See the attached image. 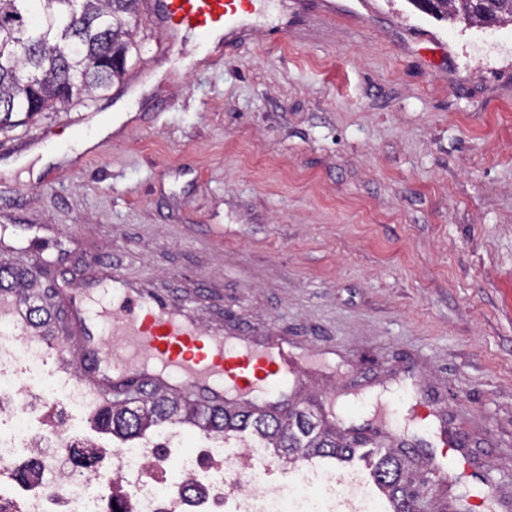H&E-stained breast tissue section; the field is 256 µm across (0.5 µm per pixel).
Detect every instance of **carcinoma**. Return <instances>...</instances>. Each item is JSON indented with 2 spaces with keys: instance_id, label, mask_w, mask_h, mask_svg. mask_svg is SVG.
<instances>
[{
  "instance_id": "carcinoma-1",
  "label": "carcinoma",
  "mask_w": 512,
  "mask_h": 512,
  "mask_svg": "<svg viewBox=\"0 0 512 512\" xmlns=\"http://www.w3.org/2000/svg\"><path fill=\"white\" fill-rule=\"evenodd\" d=\"M137 0H0V130L27 122L37 112L53 110L106 90L123 74L133 34ZM512 23V0H438L434 15L485 24L489 14ZM27 274L0 264V295L29 296ZM98 423L120 440H131L160 424H190L229 438L252 430L283 459L303 453L347 460L351 449L316 431L302 413L290 418L255 416L241 408L183 403L151 390L127 402L98 409ZM372 476L391 497L393 512H413L410 489L402 480L399 452L389 451Z\"/></svg>"
}]
</instances>
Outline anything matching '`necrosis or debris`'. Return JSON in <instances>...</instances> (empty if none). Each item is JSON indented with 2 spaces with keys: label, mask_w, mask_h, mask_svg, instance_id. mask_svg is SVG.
Instances as JSON below:
<instances>
[{
  "label": "necrosis or debris",
  "mask_w": 512,
  "mask_h": 512,
  "mask_svg": "<svg viewBox=\"0 0 512 512\" xmlns=\"http://www.w3.org/2000/svg\"><path fill=\"white\" fill-rule=\"evenodd\" d=\"M23 318L0 301V512H386L359 473L288 468L256 442L173 425L118 444L88 433L96 396L50 369Z\"/></svg>",
  "instance_id": "4bbe7bcc"
}]
</instances>
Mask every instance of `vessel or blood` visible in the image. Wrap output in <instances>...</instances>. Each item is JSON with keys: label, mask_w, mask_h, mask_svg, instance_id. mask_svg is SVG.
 <instances>
[{"label": "vessel or blood", "mask_w": 512, "mask_h": 512, "mask_svg": "<svg viewBox=\"0 0 512 512\" xmlns=\"http://www.w3.org/2000/svg\"><path fill=\"white\" fill-rule=\"evenodd\" d=\"M258 0H142L161 39L162 57L178 55L190 36L215 40L212 58L237 51L251 29L248 17ZM335 0H296L292 19L277 34H287L293 19H335ZM45 345L56 361L103 402L124 394L130 379L144 386L205 405L233 410L251 405L254 393L265 400L259 409L275 414L279 399L297 369L286 342L251 344L202 328L187 309L168 302L142 281L120 272L101 275L90 267L80 290L63 305L54 336ZM433 460L437 472L471 466V456L454 439Z\"/></svg>", "instance_id": "b4317fda"}]
</instances>
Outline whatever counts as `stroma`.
Here are the masks:
<instances>
[{
  "instance_id": "1",
  "label": "stroma",
  "mask_w": 512,
  "mask_h": 512,
  "mask_svg": "<svg viewBox=\"0 0 512 512\" xmlns=\"http://www.w3.org/2000/svg\"><path fill=\"white\" fill-rule=\"evenodd\" d=\"M274 38L281 0L223 64L154 58L140 17L122 80L0 131V262L61 304L87 262L211 328L287 339L303 367L279 416L340 444L438 455L430 398L476 464L430 479L422 512L512 496V25L439 21L409 0ZM87 121L74 125L77 116ZM43 162L37 177L8 162ZM398 385L386 431L363 403Z\"/></svg>"
}]
</instances>
